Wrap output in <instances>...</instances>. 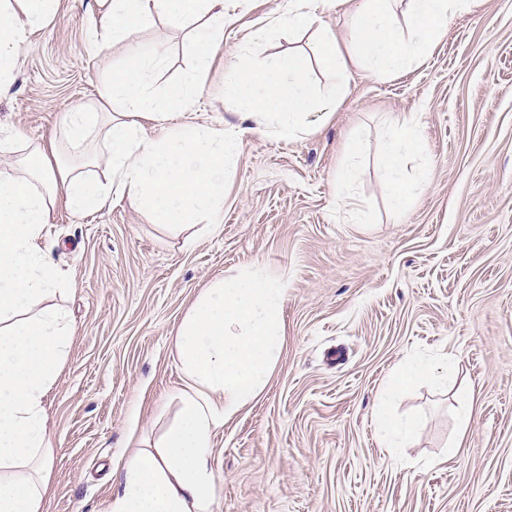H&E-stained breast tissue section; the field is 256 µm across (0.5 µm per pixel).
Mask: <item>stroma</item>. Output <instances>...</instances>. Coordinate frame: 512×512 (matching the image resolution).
Here are the masks:
<instances>
[{"label": "stroma", "instance_id": "1", "mask_svg": "<svg viewBox=\"0 0 512 512\" xmlns=\"http://www.w3.org/2000/svg\"><path fill=\"white\" fill-rule=\"evenodd\" d=\"M281 5L228 0L237 21L194 122L243 124L216 91L253 54L295 48L312 57L317 91L335 84L315 30L268 27ZM95 20L94 0H59L29 34L0 92V140L60 136L64 112L98 99L126 43L92 46ZM186 35L161 19L137 32L166 50L155 90L192 71ZM408 117L422 147L402 179L424 185L398 213L379 145ZM350 160L360 176L346 205L332 184ZM223 218L189 246L126 196L53 213L44 246L72 284L56 302L75 334L45 398L42 512H110L120 460L154 448L180 409L179 323L202 288L249 266L288 283L285 339L263 391L212 436V512H512V0L450 17L399 76L351 69L344 98L303 139L250 131L224 175ZM443 354L448 383L404 388L391 404L419 419L418 435L383 447L373 414L392 370Z\"/></svg>", "mask_w": 512, "mask_h": 512}]
</instances>
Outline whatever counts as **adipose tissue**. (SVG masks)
<instances>
[{
  "label": "adipose tissue",
  "mask_w": 512,
  "mask_h": 512,
  "mask_svg": "<svg viewBox=\"0 0 512 512\" xmlns=\"http://www.w3.org/2000/svg\"><path fill=\"white\" fill-rule=\"evenodd\" d=\"M406 32H399L389 0H285L270 18L282 32L313 27L326 9L348 10V48L322 30L320 54L339 80L316 99L303 75L306 57L295 52L253 57L224 80V100L247 105L254 124L282 141L314 132V112L338 103L350 67L375 78L400 75L428 53L449 16L472 0H399ZM226 0H96L99 21L92 43L128 38L158 18L178 27L195 22L186 43L199 71L217 53L230 18ZM56 0H0V87L15 70L30 32L46 25ZM166 52L130 42L94 103L63 113V139L26 146L0 172V512H41L49 485L50 438L44 398L69 348L73 328L50 298L68 289L41 245L57 205L80 213L130 197L157 223L189 240L218 230L224 209V172L246 132L242 126L200 125L190 111L200 78L151 88ZM154 122L147 134L144 121ZM419 144L413 121L393 124L383 144L395 211L412 190L401 179L404 156ZM103 176L91 178L90 169ZM282 279L248 267L204 288L180 323L176 338L185 385L177 393L180 419L156 451L124 465L111 512H212L216 482L210 465L212 432L264 389L284 341ZM431 367L408 361L381 392L374 423L384 439H407L419 422L395 418L386 406L394 391L431 377Z\"/></svg>",
  "instance_id": "1"
}]
</instances>
